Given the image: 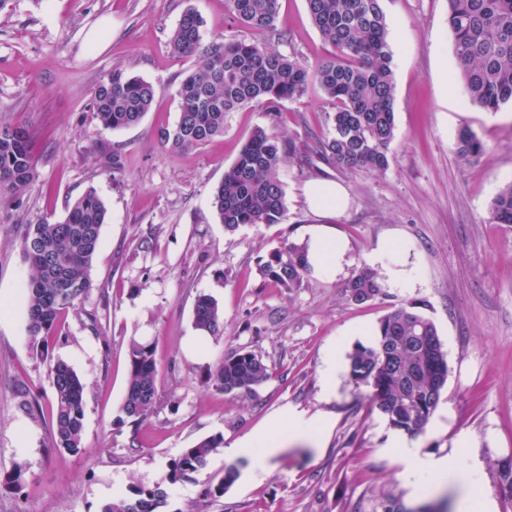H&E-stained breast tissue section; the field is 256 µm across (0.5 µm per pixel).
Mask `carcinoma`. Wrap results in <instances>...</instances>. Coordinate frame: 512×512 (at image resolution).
I'll list each match as a JSON object with an SVG mask.
<instances>
[{
	"mask_svg": "<svg viewBox=\"0 0 512 512\" xmlns=\"http://www.w3.org/2000/svg\"><path fill=\"white\" fill-rule=\"evenodd\" d=\"M311 20L330 47L328 56L309 68L269 46L264 37L278 33L281 0H225L231 25L260 38L236 33L204 40L203 17L185 11L169 39L173 55L194 61L176 96L179 119L162 133L174 149L189 150L224 134L231 112L258 107L274 119L286 101L303 97L309 84L321 89L332 107L329 136L318 157L337 169L383 172L395 138L394 74L382 0H306ZM457 73L469 102L489 112L512 103V0H448ZM155 100L152 83L112 70L95 88L92 110L105 129L140 123ZM484 144L467 126L458 133V153L478 156ZM301 154V145L278 138L264 127L248 136L212 195V208L227 231L245 225L282 222L287 206L280 169ZM35 178L28 131L0 124V198H18ZM496 224L512 225V183L490 208ZM107 209L90 187L59 222L29 224L21 247L32 274L28 282L27 331L41 352L57 335L64 312L78 305L92 287L91 268ZM263 274L276 286L300 287L308 273L305 246L296 243L268 254ZM348 298L363 305L384 293L373 269L363 265L346 284ZM194 328L203 336L223 333L224 313L210 295L196 297ZM348 375L360 396L393 428L424 433L448 379L447 352L434 323L415 306L395 304L379 320L376 335L347 356ZM54 388L52 447L84 451L85 386L66 362L50 366ZM269 377L262 358L250 351L224 355L207 369L204 381L226 394L251 391ZM154 346L134 341L128 350V382L121 408L132 424L145 421L158 398ZM223 437L205 438L168 464L164 482L118 492L101 512H165L170 485L204 467L222 447Z\"/></svg>",
	"mask_w": 512,
	"mask_h": 512,
	"instance_id": "cac0c4a2",
	"label": "carcinoma"
}]
</instances>
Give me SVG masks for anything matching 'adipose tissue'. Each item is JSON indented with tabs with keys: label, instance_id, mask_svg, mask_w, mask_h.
Wrapping results in <instances>:
<instances>
[{
	"label": "adipose tissue",
	"instance_id": "1",
	"mask_svg": "<svg viewBox=\"0 0 512 512\" xmlns=\"http://www.w3.org/2000/svg\"><path fill=\"white\" fill-rule=\"evenodd\" d=\"M307 245V261L312 273L318 276L335 274L340 268L347 252L344 241L337 239L321 229L310 230L304 238ZM321 431L320 426L299 419H290L280 430L265 431L258 435L239 441L233 450L234 455L248 458L251 462L253 475H260L267 469L271 458L276 455L286 442L302 441L316 437ZM399 460L406 476H414L425 471L439 483L459 482L465 495L475 497L480 493L476 475H469L466 480H459L455 463L445 457H424L418 449L396 441Z\"/></svg>",
	"mask_w": 512,
	"mask_h": 512
}]
</instances>
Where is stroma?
I'll return each instance as SVG.
<instances>
[{
	"label": "stroma",
	"instance_id": "stroma-1",
	"mask_svg": "<svg viewBox=\"0 0 512 512\" xmlns=\"http://www.w3.org/2000/svg\"><path fill=\"white\" fill-rule=\"evenodd\" d=\"M395 82V139L381 173L338 170L317 155L329 133L330 105L318 86L285 103L277 118L258 108L230 113L224 133L204 146L174 151L161 133L178 120L176 91L192 61L174 58L168 40L182 13L203 16L205 38L224 35V0H10L0 11V123L32 136L36 177L17 200H0V475L24 468L16 488L0 487V512H101L117 492L160 481L170 458L198 441L223 437L207 465L168 486L166 512H382L394 498L405 512H472L456 485L436 491L433 477L405 478L387 420L360 399L347 355L362 331L393 304H413L445 345L448 380L422 453L474 459L492 512H512L501 466L512 458V226L490 220L499 190L512 182V107L469 104L455 76L448 0H383ZM286 33L273 46L314 66L329 51L305 0H282ZM155 87L152 109L131 128L108 130L90 103L113 69ZM258 126L304 143V157L280 178L282 223L229 233L211 205L225 167ZM470 127L479 157L457 152ZM341 182L350 197L340 215L312 213L302 188ZM95 188L108 209L91 278L93 287L61 319L41 353L28 336L21 251L27 225L62 220ZM323 224L349 243L331 278L307 276L286 290L260 261ZM384 239L398 240L409 286L387 284L383 297L351 304L345 285ZM224 311V333L198 338L197 295ZM153 343L158 400L141 424L120 422L131 341ZM251 351L271 377L251 392L227 395L203 381L224 353ZM336 377L326 379L328 353ZM68 362L86 384L84 453L54 448L49 365ZM320 423L317 440L295 442L253 477L233 455L242 438L282 410ZM239 476L210 496L228 466Z\"/></svg>",
	"mask_w": 512,
	"mask_h": 512
}]
</instances>
